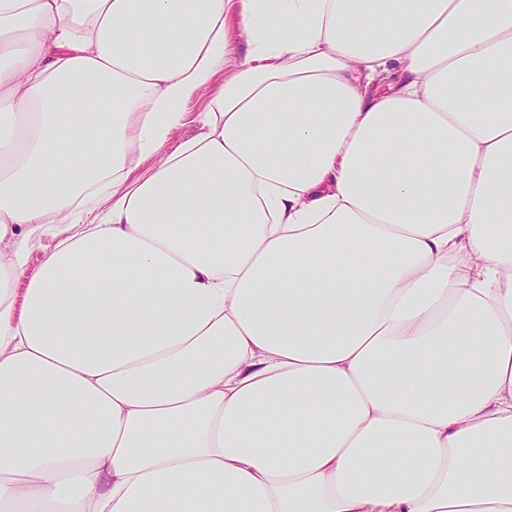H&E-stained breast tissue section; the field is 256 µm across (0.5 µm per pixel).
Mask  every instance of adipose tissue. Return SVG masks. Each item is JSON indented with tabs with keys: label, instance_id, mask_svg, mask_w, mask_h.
I'll use <instances>...</instances> for the list:
<instances>
[{
	"label": "adipose tissue",
	"instance_id": "adipose-tissue-1",
	"mask_svg": "<svg viewBox=\"0 0 512 512\" xmlns=\"http://www.w3.org/2000/svg\"><path fill=\"white\" fill-rule=\"evenodd\" d=\"M0 512H512V0H0Z\"/></svg>",
	"mask_w": 512,
	"mask_h": 512
}]
</instances>
